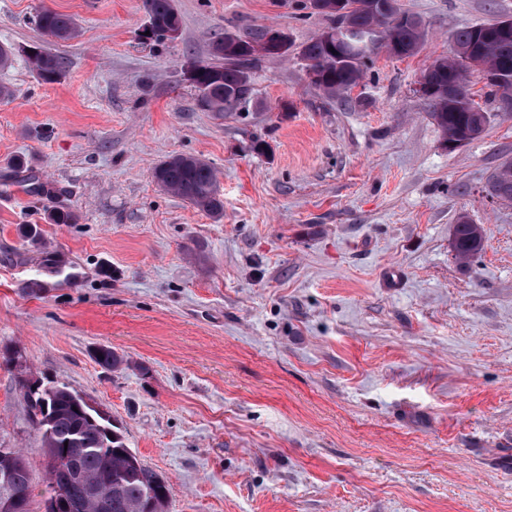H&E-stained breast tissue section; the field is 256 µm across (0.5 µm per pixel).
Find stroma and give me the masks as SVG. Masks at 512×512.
Returning a JSON list of instances; mask_svg holds the SVG:
<instances>
[{
	"mask_svg": "<svg viewBox=\"0 0 512 512\" xmlns=\"http://www.w3.org/2000/svg\"><path fill=\"white\" fill-rule=\"evenodd\" d=\"M174 4L181 34L157 42L143 0H0V350L103 409L168 512H512V203L487 193L512 112L470 74L491 118L451 150L416 91L454 31L512 0H399L427 30L415 55L378 51L335 99L296 56L264 57L253 104L222 118L183 71L215 34L281 28L298 47L332 20L307 0ZM44 9L77 36L45 42ZM43 43L58 82L29 65ZM175 154L214 169L223 218L155 184ZM462 213L485 237L465 265ZM100 344L127 366L98 365ZM0 448L24 452L45 512L39 431L3 364Z\"/></svg>",
	"mask_w": 512,
	"mask_h": 512,
	"instance_id": "35a3bbf8",
	"label": "stroma"
}]
</instances>
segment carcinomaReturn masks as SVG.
<instances>
[{
    "mask_svg": "<svg viewBox=\"0 0 512 512\" xmlns=\"http://www.w3.org/2000/svg\"><path fill=\"white\" fill-rule=\"evenodd\" d=\"M155 39H164L166 23L180 19L173 0H143ZM333 25L304 43L299 51L303 67L316 70L318 79L312 86L334 98L363 79L371 56L380 46L394 45L414 55L424 42L422 21L401 10L397 0H376V11L356 8L348 14H331ZM34 24L45 37L69 40L77 33L76 22L68 15L44 10ZM244 34L226 31L218 34L211 46L212 60L203 62L194 81L200 100L209 103L210 111L229 112L226 102L241 91L243 76L256 64L245 53L228 51L218 55L220 47H230ZM33 71L46 83L63 76L62 59L46 48L30 55ZM490 73L498 80L485 83L488 97L498 102L503 112H512V99L500 94V88L512 82V26L504 32L495 24L467 26L450 36V55L439 56L423 72L420 80L429 87L424 99L430 117L447 143L466 145L482 136L490 113L467 106L472 95L468 75ZM497 176L507 187L497 193L490 183L488 193L512 202V166L503 164ZM153 178L164 191L170 192L207 213L224 216L221 198L212 167L203 159L178 154L155 168ZM451 247L456 259L469 262L482 252V227L464 215L452 226ZM93 358L101 367L114 370L126 363L109 345H99ZM34 377L21 376L18 385L41 434L44 456L55 457L59 464L46 468L49 499L60 498L70 512H152L151 505L170 501L172 490L156 480V472L145 464L122 438L111 434L112 425L89 405V400L67 384L50 381L31 388ZM9 468V490L30 503L34 477L22 450L0 458V470Z\"/></svg>",
    "mask_w": 512,
    "mask_h": 512,
    "instance_id": "cac0c4a2",
    "label": "carcinoma"
}]
</instances>
